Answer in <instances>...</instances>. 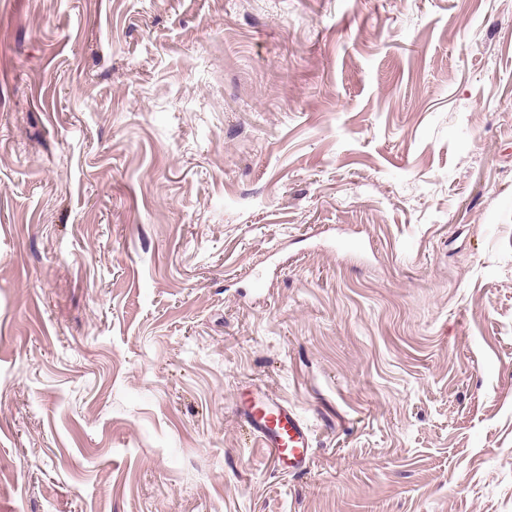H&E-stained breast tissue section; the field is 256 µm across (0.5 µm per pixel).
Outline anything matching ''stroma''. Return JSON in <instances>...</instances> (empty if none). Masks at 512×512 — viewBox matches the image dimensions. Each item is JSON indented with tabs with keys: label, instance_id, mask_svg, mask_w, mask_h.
I'll return each instance as SVG.
<instances>
[{
	"label": "stroma",
	"instance_id": "35a3bbf8",
	"mask_svg": "<svg viewBox=\"0 0 512 512\" xmlns=\"http://www.w3.org/2000/svg\"><path fill=\"white\" fill-rule=\"evenodd\" d=\"M0 512H512V0H0ZM240 415L250 435L267 448L274 464L302 468L311 454V436L303 418L288 405L268 396H250L240 402Z\"/></svg>",
	"mask_w": 512,
	"mask_h": 512
}]
</instances>
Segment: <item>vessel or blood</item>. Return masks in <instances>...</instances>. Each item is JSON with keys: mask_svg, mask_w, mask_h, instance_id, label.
<instances>
[{"mask_svg": "<svg viewBox=\"0 0 512 512\" xmlns=\"http://www.w3.org/2000/svg\"><path fill=\"white\" fill-rule=\"evenodd\" d=\"M251 436L267 448L275 464L302 468L311 454V436L303 418L288 405L268 396L240 403Z\"/></svg>", "mask_w": 512, "mask_h": 512, "instance_id": "b4317fda", "label": "vessel or blood"}]
</instances>
